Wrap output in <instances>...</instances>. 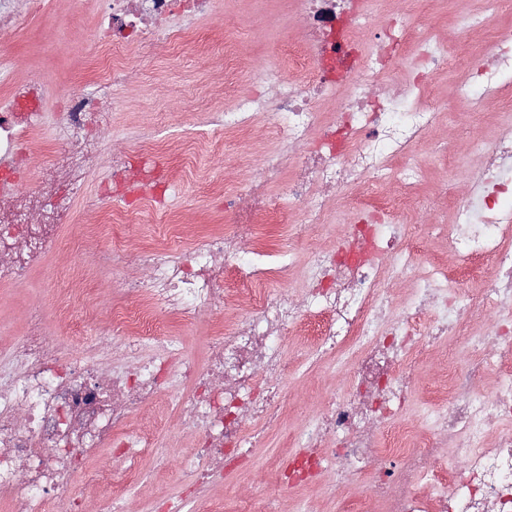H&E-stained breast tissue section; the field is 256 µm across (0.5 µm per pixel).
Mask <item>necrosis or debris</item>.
I'll use <instances>...</instances> for the list:
<instances>
[{
	"mask_svg": "<svg viewBox=\"0 0 512 512\" xmlns=\"http://www.w3.org/2000/svg\"><path fill=\"white\" fill-rule=\"evenodd\" d=\"M212 0H111L93 49L103 72L96 91L75 86L56 98L55 135L61 147L41 173L40 189L23 188L27 162L47 104L41 83L13 86L0 99V281L20 282L51 253L67 198L98 167L102 130L132 60L146 61L178 41L169 27L178 15L206 13ZM301 36L288 45L295 80L259 66L234 111L204 117L211 152L226 135L271 114L278 148L244 187L224 189V222L198 242L143 249L140 279L119 284L126 302L112 307V330L125 337L124 362L102 371L98 362L48 332L50 310L32 315L0 362V490L26 503L27 512H79L72 477L79 465L112 451L135 472L144 440L128 422L166 393L188 389L182 421L196 434L194 457L183 460L198 486L235 471L243 449L258 438L246 421L272 423L283 391L284 342L306 330L315 362L336 358L348 374L344 392L331 395L299 438L281 486L311 485L329 475L346 486L367 481V495L342 498V512H512V130L477 145L480 159L463 180L449 224L410 226L401 220L416 199L398 161L426 142L439 119L427 98L428 80L448 69L465 42L423 45L419 21L399 16L373 27L361 0H293ZM489 67L461 83L460 100L482 110L495 99L512 108V28L493 34ZM335 98L324 119L319 104ZM152 145L113 156L105 196L119 197L102 224L74 227L76 238L108 232L103 260H119L127 225L145 201L166 207L177 182L150 164ZM367 189L343 234L316 252L302 276L303 299L271 288L287 278L293 253H269L256 228L267 219L293 224L300 237L327 221L326 201L342 189ZM448 241V257L416 259L427 239ZM233 273L234 290L224 287ZM481 274L486 286L465 295L460 281ZM409 283L395 300L392 276ZM227 304L245 318L218 319ZM208 317L214 330L204 366L188 361L166 330ZM481 322L484 336L461 364L449 368L433 405L414 425L401 416L412 395L419 357ZM492 390H484L489 373ZM388 424L380 432L378 424ZM459 453L449 456L448 446Z\"/></svg>",
	"mask_w": 512,
	"mask_h": 512,
	"instance_id": "4bbe7bcc",
	"label": "necrosis or debris"
}]
</instances>
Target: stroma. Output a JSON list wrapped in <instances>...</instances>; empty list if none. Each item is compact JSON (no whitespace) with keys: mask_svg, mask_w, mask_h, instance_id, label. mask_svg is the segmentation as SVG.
Listing matches in <instances>:
<instances>
[{"mask_svg":"<svg viewBox=\"0 0 512 512\" xmlns=\"http://www.w3.org/2000/svg\"><path fill=\"white\" fill-rule=\"evenodd\" d=\"M368 6L371 17L383 24L404 10L416 17H429L433 21L429 37L448 41L461 37L468 46L448 72L432 78L442 123L435 130V142L418 146L408 161L420 173L417 194L430 215L437 223H449L447 190L458 185L473 157L465 152L458 160H447L436 142L457 137L465 129L471 138L491 141L504 130L506 119L497 102L488 103L485 119L479 124L456 102L454 90L459 81L469 78L473 60L484 54L494 27L512 25V15L488 13L483 0H368ZM104 11V0H42L40 11L23 29L0 31V96L11 86L31 80L53 88L95 80L98 69L90 55V43ZM76 12L81 15V24L75 28L70 19ZM171 25L192 36L194 47L172 48L135 68L112 112L103 155L108 158L115 152H130L148 138L160 141L155 160L163 175L180 184L171 211L181 226L183 242L188 243L200 240L224 221V199L215 194V187L227 180L246 182L261 167L264 157L276 150L278 141L271 116L264 114L253 127L228 140L224 156L194 150L202 126L196 120L180 118L186 94L193 89L204 91L199 103L203 112L231 108L236 94L223 90L222 43L236 46L235 66L244 85L255 63L287 70V46L298 39L299 32L290 0H214L207 14L178 16ZM103 175L100 168L87 175L84 189L72 205L73 223H98L106 205L99 192ZM345 206L341 198L330 200L333 221L319 228L312 239L298 240L294 226L284 224L260 225L259 235L271 249L309 257L342 232ZM163 230L152 207L143 205L137 223L127 234L126 257L116 266L98 260L108 245L105 238L77 241L69 232H62L43 267L32 271L23 282H0V361L7 360L12 345L24 334L30 312L37 307L55 308L50 321V334L55 339L71 341L103 365L120 361L123 350L110 340V305L121 300L115 284L121 278L139 275L137 251L154 244ZM310 347L311 339L304 335H289L285 342L281 417L265 430L262 443L251 448L253 466L249 471L228 474L204 491L191 492V476L179 462L194 455V434L189 430L172 433L174 401L164 396L131 422L134 433L151 440L141 455L139 475L130 481L124 479L123 466L117 462L112 467L111 483L94 481L88 472L81 471L73 478L74 491L88 503L112 498L118 512H155L158 501L165 497L183 499L184 512H203L210 502L220 512H236L237 497L257 490L264 494L268 512H337L343 492L328 476L285 494L279 490L280 469L287 465L289 452L296 449L301 429L321 410L327 394L342 388L346 377L339 361L314 365ZM461 356V351L444 348L425 356L415 403L406 421H415L425 411L443 369L458 364Z\"/></svg>","mask_w":512,"mask_h":512,"instance_id":"1","label":"stroma"}]
</instances>
